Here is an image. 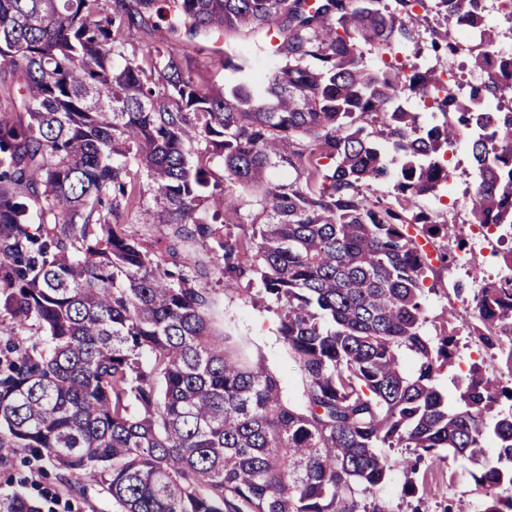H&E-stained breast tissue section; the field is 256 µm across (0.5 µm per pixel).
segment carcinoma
Listing matches in <instances>:
<instances>
[{
    "instance_id": "cac0c4a2",
    "label": "carcinoma",
    "mask_w": 512,
    "mask_h": 512,
    "mask_svg": "<svg viewBox=\"0 0 512 512\" xmlns=\"http://www.w3.org/2000/svg\"><path fill=\"white\" fill-rule=\"evenodd\" d=\"M425 0H0V91L17 119L0 120V448L42 457L99 484L113 512H390L373 491L410 448L404 494L421 512L426 471L472 465L481 512H512V376L474 363L438 384L456 336L503 351L512 336V279L485 281L471 315L446 309L427 333V280L454 253L430 257L454 226L415 211L448 179L444 156L466 141L473 186L467 223L512 226V55L482 0H434L439 56L465 20L470 71L488 82L454 92L419 122L400 93L434 76L388 61L418 45ZM224 37V83L194 77L192 56ZM276 30L273 63L251 75L250 39ZM378 51L367 62L362 46ZM221 159L224 174L214 170ZM270 169L288 180L266 179ZM146 177L172 225L157 256L119 224ZM391 182L393 199L366 194ZM262 188L261 211L233 240L230 187ZM214 238L210 273L224 291L260 277L280 304L279 332L306 378L304 401L239 336H215L213 302L179 263L189 241ZM34 334L19 336L17 330ZM411 353V370L403 355ZM511 405L503 407V400ZM493 444V457L487 444ZM0 512H41L18 488Z\"/></svg>"
}]
</instances>
